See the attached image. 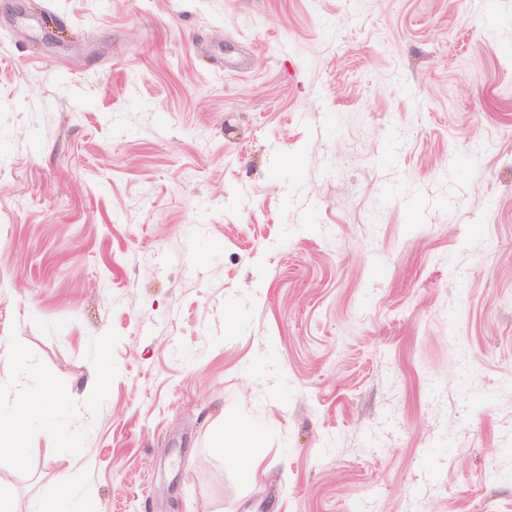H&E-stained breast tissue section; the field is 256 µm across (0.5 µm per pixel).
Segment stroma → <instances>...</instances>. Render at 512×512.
Here are the masks:
<instances>
[{
  "label": "stroma",
  "instance_id": "stroma-1",
  "mask_svg": "<svg viewBox=\"0 0 512 512\" xmlns=\"http://www.w3.org/2000/svg\"><path fill=\"white\" fill-rule=\"evenodd\" d=\"M18 373V512H512V0H0ZM15 386L13 401L16 421L9 433L0 434V452L8 451L18 465H23L26 461V426L34 417H42L46 414L49 391L44 390L42 394H33L23 374L17 375Z\"/></svg>",
  "mask_w": 512,
  "mask_h": 512
}]
</instances>
